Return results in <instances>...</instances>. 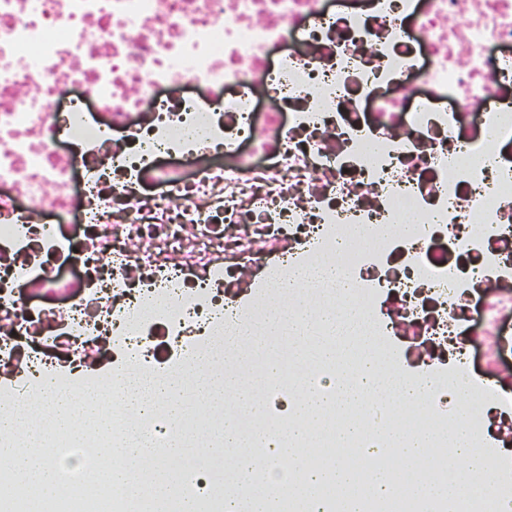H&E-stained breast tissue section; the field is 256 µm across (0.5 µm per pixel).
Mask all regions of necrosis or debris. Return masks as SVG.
<instances>
[{
  "instance_id": "1",
  "label": "necrosis or debris",
  "mask_w": 512,
  "mask_h": 512,
  "mask_svg": "<svg viewBox=\"0 0 512 512\" xmlns=\"http://www.w3.org/2000/svg\"><path fill=\"white\" fill-rule=\"evenodd\" d=\"M75 87L82 99L60 100ZM512 0H0V411L13 434L71 397L85 466L43 497L0 468V512H172L145 467L109 475L135 437L157 448L224 434V409L168 418L127 401V381L237 368L274 307L295 319L352 313L349 356L384 372L414 362L431 389L400 413L357 412L362 441L330 429L289 438L361 462L364 512H501L512 468ZM336 268L333 278L313 270ZM112 388V428L82 416ZM429 439L428 463L394 465L399 416ZM465 428L488 472L453 501L414 498L404 477L457 481L448 441ZM381 448L378 461L363 449ZM385 466L391 498L368 475ZM258 455L285 512H303L298 471Z\"/></svg>"
}]
</instances>
